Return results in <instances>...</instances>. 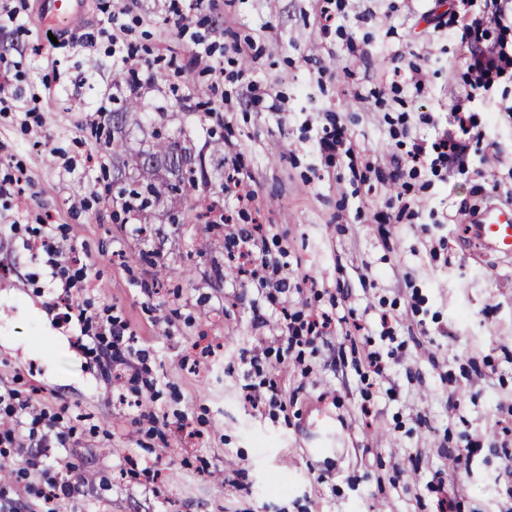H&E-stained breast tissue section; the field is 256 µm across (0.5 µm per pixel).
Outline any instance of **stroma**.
<instances>
[{
    "label": "stroma",
    "instance_id": "obj_1",
    "mask_svg": "<svg viewBox=\"0 0 512 512\" xmlns=\"http://www.w3.org/2000/svg\"><path fill=\"white\" fill-rule=\"evenodd\" d=\"M39 2L7 0L16 18H0V174L19 167L27 179L23 197L0 199V381L73 431L74 446L44 465L68 460L88 483L56 512H437L440 480L461 485L460 512H512V259L475 254L456 227L488 201H512V74L469 109L485 162L421 169L400 200L353 179L348 159L317 141L339 118L361 162L386 172L409 133L432 141L448 129L469 50L429 33V0H83L68 22ZM176 7L192 19L186 31L170 22ZM116 19L151 64L121 84ZM204 50L215 74L192 64ZM17 97L35 101L27 120ZM132 97L143 109L128 153L156 130L190 136L208 169L192 199L266 225L258 247L285 265L288 309L333 319L313 344L281 354L279 308L237 274L227 226L123 213L89 121L108 124ZM234 169L253 203L220 193ZM403 201L418 223H378ZM41 217L86 264L96 311L125 325L140 380L105 373L55 319L42 258L21 245ZM371 352L383 375L370 372ZM252 355L262 375L243 364ZM264 379L280 401L252 407ZM183 416L196 437L176 429ZM466 446L469 469L452 468L449 450ZM128 456L159 461L160 478Z\"/></svg>",
    "mask_w": 512,
    "mask_h": 512
}]
</instances>
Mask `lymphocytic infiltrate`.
I'll return each instance as SVG.
<instances>
[{
	"instance_id": "f902f5d3",
	"label": "lymphocytic infiltrate",
	"mask_w": 512,
	"mask_h": 512,
	"mask_svg": "<svg viewBox=\"0 0 512 512\" xmlns=\"http://www.w3.org/2000/svg\"><path fill=\"white\" fill-rule=\"evenodd\" d=\"M512 21V0H488L482 15L457 16L455 35L465 42L472 54L467 68L468 78L463 95L451 99L448 105V116L455 132H448L435 143L414 141L406 162H394L387 178L392 183H400L406 177V167H427L431 171L464 170L468 166L471 144L483 143L486 139L484 130L473 125L466 115V106L475 98L478 91H486L493 87L496 78L512 70V44L504 41L487 43L488 25L506 27ZM235 241L247 244L248 249L243 258L250 264L251 279L257 280L260 286L274 289L275 293L283 294L288 290L285 278L279 275L277 263L253 255L252 245L255 243L254 231L247 226L236 228L233 233ZM53 229L45 224L38 228L34 237L26 239L25 247L41 246L46 259L44 274L50 283L61 288L65 295L82 290L84 278L72 272L74 262L71 251L56 246L53 241ZM57 320L69 324L78 323L82 335L88 336L90 342L100 356V362L107 371L121 373L128 367L126 359L118 353V347L125 341L123 325L111 322L100 329H93L94 314L89 303L70 301L64 310L58 311ZM0 414L8 419L6 427L0 429V455L10 454L15 448L31 449L32 454L26 459V467L17 471V478H26L29 471L41 473L40 484L36 495L45 503L51 504L78 493L82 484L79 475L72 470L60 469L50 471L43 468L38 455L39 449L51 445L66 447L70 434L57 422L47 419L39 404L29 398H21L15 388L8 384H0Z\"/></svg>"
}]
</instances>
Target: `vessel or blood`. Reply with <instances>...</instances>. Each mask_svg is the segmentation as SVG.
I'll return each instance as SVG.
<instances>
[{"label": "vessel or blood", "mask_w": 512, "mask_h": 512, "mask_svg": "<svg viewBox=\"0 0 512 512\" xmlns=\"http://www.w3.org/2000/svg\"><path fill=\"white\" fill-rule=\"evenodd\" d=\"M458 230L462 240L483 254L512 257V206L491 203L468 218Z\"/></svg>", "instance_id": "vessel-or-blood-1"}]
</instances>
